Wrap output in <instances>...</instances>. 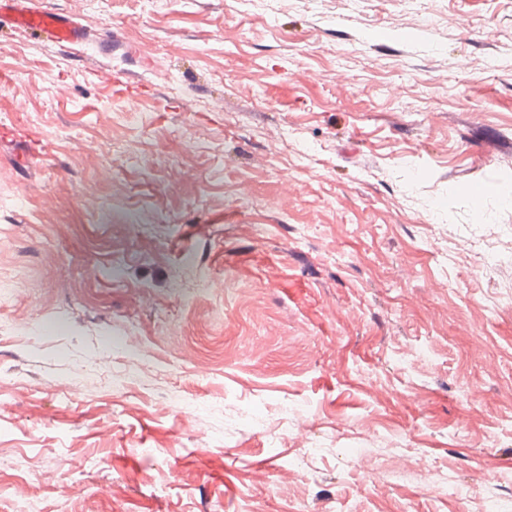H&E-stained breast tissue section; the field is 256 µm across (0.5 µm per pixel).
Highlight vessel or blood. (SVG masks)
I'll use <instances>...</instances> for the list:
<instances>
[{"label":"vessel or blood","mask_w":512,"mask_h":512,"mask_svg":"<svg viewBox=\"0 0 512 512\" xmlns=\"http://www.w3.org/2000/svg\"><path fill=\"white\" fill-rule=\"evenodd\" d=\"M0 22L62 50L79 49L92 39L78 18L51 11L40 0H0Z\"/></svg>","instance_id":"vessel-or-blood-1"}]
</instances>
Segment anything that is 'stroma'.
Wrapping results in <instances>:
<instances>
[{
  "label": "stroma",
  "mask_w": 512,
  "mask_h": 512,
  "mask_svg": "<svg viewBox=\"0 0 512 512\" xmlns=\"http://www.w3.org/2000/svg\"><path fill=\"white\" fill-rule=\"evenodd\" d=\"M43 2L123 49L0 25V512H512V0Z\"/></svg>",
  "instance_id": "obj_1"
}]
</instances>
